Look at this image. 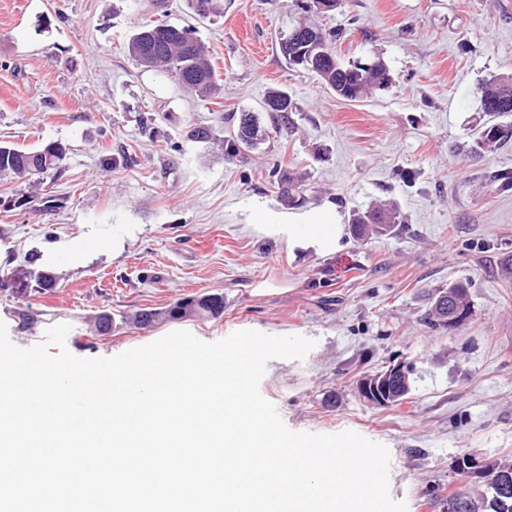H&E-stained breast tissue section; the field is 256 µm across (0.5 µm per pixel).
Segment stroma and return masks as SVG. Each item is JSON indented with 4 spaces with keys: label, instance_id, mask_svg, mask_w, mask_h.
<instances>
[{
    "label": "stroma",
    "instance_id": "35a3bbf8",
    "mask_svg": "<svg viewBox=\"0 0 512 512\" xmlns=\"http://www.w3.org/2000/svg\"><path fill=\"white\" fill-rule=\"evenodd\" d=\"M195 15L189 0H0V143L59 141L62 171L30 186L0 178V268L50 272L27 299L0 290V323L29 348L69 325L68 351L111 357L175 330L216 341L238 330L314 340L304 360L268 362L261 394L294 432L354 431L390 453L389 494L408 512H444L453 460L512 463V140L479 145L489 122L481 88L512 74V10L502 0H340L317 14L338 34L341 62L381 60L389 82L345 100L289 66L282 34L302 20L294 0H222ZM194 26L221 73L216 93L187 91L133 61L143 23ZM287 92L291 128L265 110ZM254 112L265 131L246 157L225 142ZM210 132L189 140L194 127ZM288 174L301 202L281 203ZM53 207H46V199ZM337 206H394L386 236L345 230L335 250L292 248L254 224ZM469 283L471 312L453 328L427 317L436 290ZM220 294L218 316L136 324L142 309ZM112 329L93 332L102 314ZM409 368L398 405L366 403L361 378Z\"/></svg>",
    "mask_w": 512,
    "mask_h": 512
}]
</instances>
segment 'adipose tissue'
I'll use <instances>...</instances> for the list:
<instances>
[{
  "mask_svg": "<svg viewBox=\"0 0 512 512\" xmlns=\"http://www.w3.org/2000/svg\"><path fill=\"white\" fill-rule=\"evenodd\" d=\"M256 221L268 232H287L292 247L300 249L334 250L344 232L340 214L332 208L308 211L286 225L280 224L273 214L266 212L258 213Z\"/></svg>",
  "mask_w": 512,
  "mask_h": 512,
  "instance_id": "ef3b65f1",
  "label": "adipose tissue"
}]
</instances>
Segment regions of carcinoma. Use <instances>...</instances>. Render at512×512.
Wrapping results in <instances>:
<instances>
[{"mask_svg":"<svg viewBox=\"0 0 512 512\" xmlns=\"http://www.w3.org/2000/svg\"><path fill=\"white\" fill-rule=\"evenodd\" d=\"M324 42L322 54L316 56L310 49H304L307 59L297 61L282 55L293 67L316 74L336 95L357 101L368 95L371 90L386 84V68L380 61L341 64L329 44L326 34H321ZM127 49L130 57L146 68H154L174 78L182 88L199 93H211L218 87V69L209 48L188 27L170 24L166 21H152L139 26L128 39ZM280 104L275 117L283 125L290 124V114L295 109L288 93L271 92L266 101ZM481 109L489 116L512 112V76H500L485 85L481 95ZM486 133L480 142L486 147H494L512 135V129L493 124L485 127ZM263 137L259 118L252 112H243L238 118L233 135L227 140L228 154L239 156L253 149ZM68 148L61 142H49L34 149H20L9 144L0 145V177L18 182H35L40 177L55 174L63 167ZM400 223L396 208L371 209L353 216L355 233L359 237L384 236L392 232ZM23 277L36 288L42 281L51 279L45 272H24L15 270L0 276V286L12 288L17 277ZM224 310V298L221 295L208 296L196 303L177 304L172 308L159 310H141L135 314V320L141 325H150L161 318L185 316H212ZM512 474L509 464L482 465L477 477L484 479L485 491L473 497L464 487L448 493V500L460 498L465 502L462 512H512V483L502 485L504 474Z\"/></svg>","mask_w":512,"mask_h":512,"instance_id":"carcinoma-1","label":"carcinoma"}]
</instances>
